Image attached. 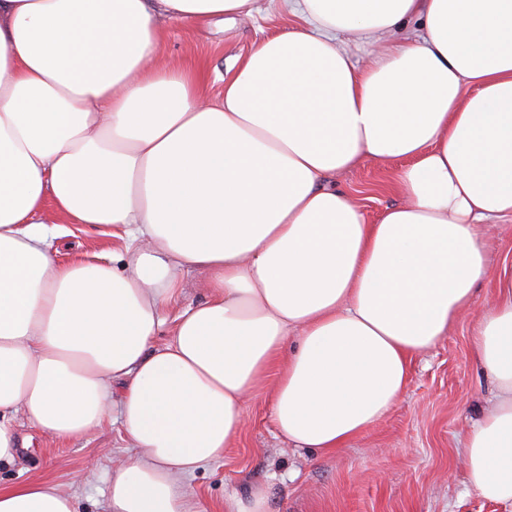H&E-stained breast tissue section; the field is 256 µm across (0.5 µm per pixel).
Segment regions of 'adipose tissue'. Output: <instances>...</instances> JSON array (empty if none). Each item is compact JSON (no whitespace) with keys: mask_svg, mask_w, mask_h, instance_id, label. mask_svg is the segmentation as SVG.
<instances>
[{"mask_svg":"<svg viewBox=\"0 0 512 512\" xmlns=\"http://www.w3.org/2000/svg\"><path fill=\"white\" fill-rule=\"evenodd\" d=\"M255 2L0 0V461L13 414L80 436L122 382L109 512H201L182 476L223 455L273 370L278 433L347 447L470 310L482 227L512 216V0H283L291 27L214 102L158 65L160 20ZM366 155L403 162L372 222L329 183ZM50 211L116 229L124 271L59 263ZM186 270L207 295L155 345ZM497 288L471 345L496 400L464 462L478 496L512 502V274ZM0 512L74 510L37 481L0 488Z\"/></svg>","mask_w":512,"mask_h":512,"instance_id":"ef3b65f1","label":"adipose tissue"}]
</instances>
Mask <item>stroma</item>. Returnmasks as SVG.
Listing matches in <instances>:
<instances>
[{"label": "stroma", "instance_id": "stroma-1", "mask_svg": "<svg viewBox=\"0 0 512 512\" xmlns=\"http://www.w3.org/2000/svg\"><path fill=\"white\" fill-rule=\"evenodd\" d=\"M258 6L245 22L164 21V61L197 68L206 97L219 99L238 61L288 27L281 0H258ZM401 165L366 157L332 183L372 221L399 203L393 184ZM53 248L64 263L109 256L116 269L125 266L123 244L108 227L66 225ZM495 299L493 282L483 283L470 312L434 348L412 359L407 389L392 411L347 448L325 454L294 448L278 436L270 417L271 375L245 400L244 427L231 446L185 475V483L206 512H227L232 498L254 484L267 487L273 512H512V502H491L471 490L463 463L465 437L495 394L471 354L474 320ZM20 434L27 447L17 460L0 464L1 487L46 480L73 499L76 512H108L112 471L129 454L119 416L69 439L29 425Z\"/></svg>", "mask_w": 512, "mask_h": 512}]
</instances>
